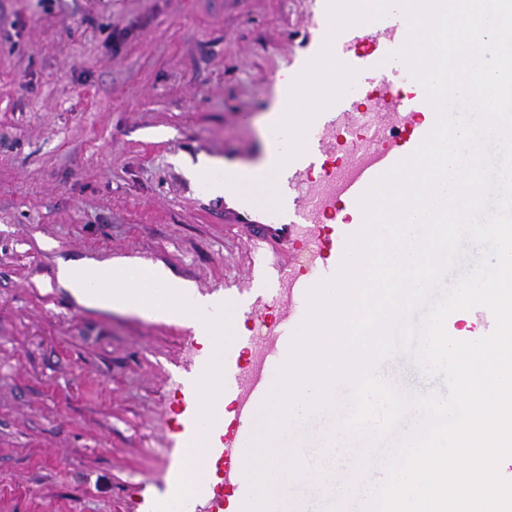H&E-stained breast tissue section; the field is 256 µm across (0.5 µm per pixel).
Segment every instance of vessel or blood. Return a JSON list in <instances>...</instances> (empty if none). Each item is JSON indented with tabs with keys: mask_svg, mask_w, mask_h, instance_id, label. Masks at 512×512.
<instances>
[{
	"mask_svg": "<svg viewBox=\"0 0 512 512\" xmlns=\"http://www.w3.org/2000/svg\"><path fill=\"white\" fill-rule=\"evenodd\" d=\"M330 0H312L311 31L302 53L274 74L261 96L265 111H287L302 99L313 76L336 79L332 102L303 136L299 147L281 141L251 139L243 149L224 154V178L239 167L257 176L288 158L287 172L275 201L256 209L249 201L224 198V221L245 229L249 237L273 252L287 250L303 228L319 226L317 246L279 264L293 288L308 293L316 282L337 275L351 243L364 223L362 197L386 172L410 156L433 130L436 113L409 65L393 53L407 40L408 22L400 8L381 19L335 29ZM268 390L265 373L247 379V394L236 409L234 445L224 451V485L238 503L251 495L245 477V435Z\"/></svg>",
	"mask_w": 512,
	"mask_h": 512,
	"instance_id": "1",
	"label": "vessel or blood"
}]
</instances>
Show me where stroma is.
I'll list each match as a JSON object with an SVG mask.
<instances>
[{
    "instance_id": "35a3bbf8",
    "label": "stroma",
    "mask_w": 512,
    "mask_h": 512,
    "mask_svg": "<svg viewBox=\"0 0 512 512\" xmlns=\"http://www.w3.org/2000/svg\"><path fill=\"white\" fill-rule=\"evenodd\" d=\"M310 0H0V512H155L180 466L192 329L85 308L60 261L134 258L246 303L278 258L186 161L256 136ZM388 375L429 393L411 353Z\"/></svg>"
}]
</instances>
